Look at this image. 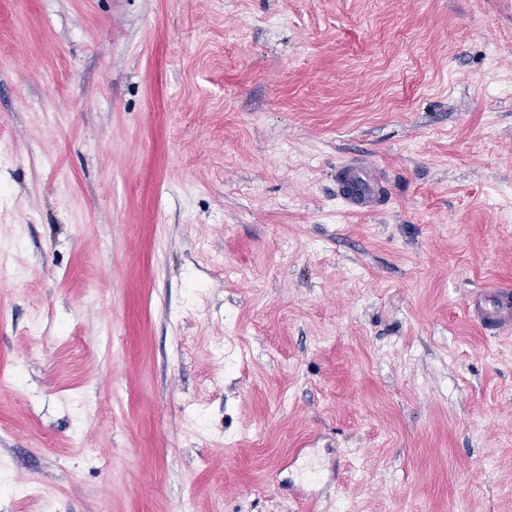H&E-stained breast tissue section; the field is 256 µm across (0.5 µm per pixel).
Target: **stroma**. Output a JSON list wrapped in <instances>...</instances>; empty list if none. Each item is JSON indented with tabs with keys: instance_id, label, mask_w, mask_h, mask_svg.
<instances>
[{
	"instance_id": "stroma-1",
	"label": "stroma",
	"mask_w": 512,
	"mask_h": 512,
	"mask_svg": "<svg viewBox=\"0 0 512 512\" xmlns=\"http://www.w3.org/2000/svg\"><path fill=\"white\" fill-rule=\"evenodd\" d=\"M489 283L512 0H0V512H512ZM381 178L366 164L340 167L337 175V195L346 208L367 212L376 207L380 198Z\"/></svg>"
}]
</instances>
